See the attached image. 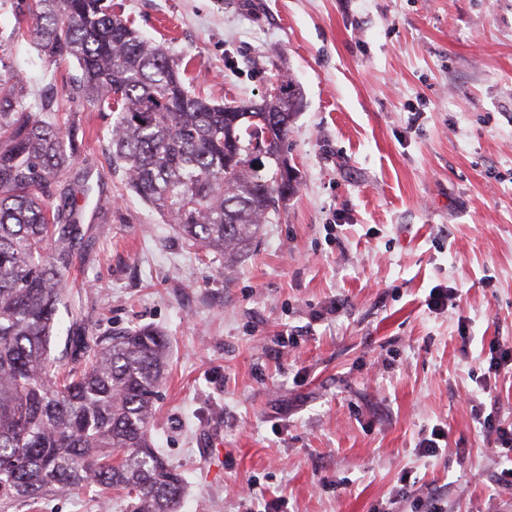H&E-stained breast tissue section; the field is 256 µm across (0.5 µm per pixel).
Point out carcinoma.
Returning a JSON list of instances; mask_svg holds the SVG:
<instances>
[{"mask_svg": "<svg viewBox=\"0 0 512 512\" xmlns=\"http://www.w3.org/2000/svg\"><path fill=\"white\" fill-rule=\"evenodd\" d=\"M27 20L31 39L55 61L73 59L72 98L115 114L109 161L125 186L176 225L190 247L233 263L298 190L279 153L248 159L266 136L288 138L297 112L267 128L196 93L168 49L112 13L106 0H0ZM24 83L0 54V512L77 486L122 493L130 512H179L184 480L156 451L153 396L169 344L151 327L98 336L70 312L63 356L51 357L64 274L92 241L76 218L87 190L61 177L83 141L77 111L64 129L29 111ZM61 197L66 205L53 207Z\"/></svg>", "mask_w": 512, "mask_h": 512, "instance_id": "obj_1", "label": "carcinoma"}]
</instances>
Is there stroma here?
<instances>
[{"label": "stroma", "instance_id": "obj_1", "mask_svg": "<svg viewBox=\"0 0 512 512\" xmlns=\"http://www.w3.org/2000/svg\"><path fill=\"white\" fill-rule=\"evenodd\" d=\"M188 63L215 101L302 89L285 151L300 185L232 266L187 246L107 162L108 112L83 103L65 178L93 191L94 244L66 312L97 335L164 332L155 446L185 480L180 512H512L492 403L512 422V0H112ZM0 41L30 111L66 101L75 63ZM455 305L428 306L433 288ZM448 445L422 456L434 426ZM75 488L12 512H99ZM488 371L494 376L512 374V346L497 343L489 348Z\"/></svg>", "mask_w": 512, "mask_h": 512}]
</instances>
